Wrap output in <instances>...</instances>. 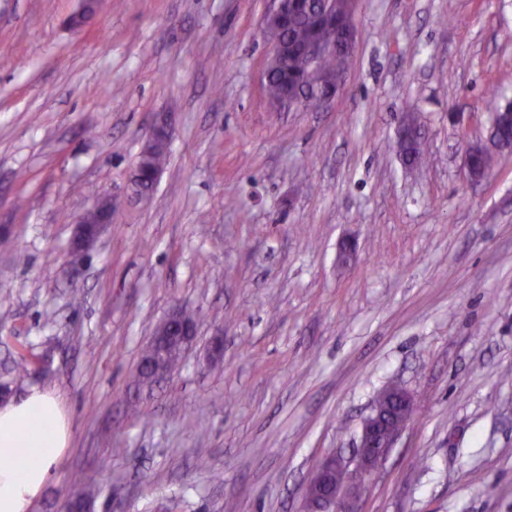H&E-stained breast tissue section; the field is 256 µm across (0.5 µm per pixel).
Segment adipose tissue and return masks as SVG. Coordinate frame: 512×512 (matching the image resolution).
Returning <instances> with one entry per match:
<instances>
[{"label":"adipose tissue","instance_id":"obj_1","mask_svg":"<svg viewBox=\"0 0 512 512\" xmlns=\"http://www.w3.org/2000/svg\"><path fill=\"white\" fill-rule=\"evenodd\" d=\"M71 425L54 391L33 388L0 406V512H32L69 446Z\"/></svg>","mask_w":512,"mask_h":512}]
</instances>
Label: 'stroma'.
I'll return each instance as SVG.
<instances>
[{"label":"stroma","instance_id":"1","mask_svg":"<svg viewBox=\"0 0 512 512\" xmlns=\"http://www.w3.org/2000/svg\"><path fill=\"white\" fill-rule=\"evenodd\" d=\"M79 7L0 0V382L72 428L34 512L76 473L94 512H297L392 384L414 414L356 512H512V151L465 164L489 90L512 100V0H358L342 90L291 110L263 90L267 0H101L76 31ZM176 308L192 346L137 385Z\"/></svg>","mask_w":512,"mask_h":512}]
</instances>
